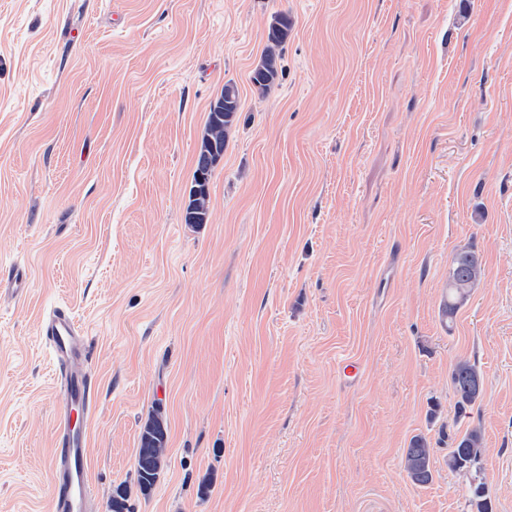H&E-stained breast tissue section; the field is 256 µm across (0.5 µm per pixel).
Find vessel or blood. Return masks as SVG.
<instances>
[{
	"mask_svg": "<svg viewBox=\"0 0 512 512\" xmlns=\"http://www.w3.org/2000/svg\"><path fill=\"white\" fill-rule=\"evenodd\" d=\"M28 286L22 269L0 272V288L20 295ZM40 331L52 351L53 385L61 397L54 420L50 462L54 491L49 512H86L90 497L88 439L85 426L76 424L74 417L79 414L88 418L97 411L91 343L84 329L62 307L42 317Z\"/></svg>",
	"mask_w": 512,
	"mask_h": 512,
	"instance_id": "vessel-or-blood-1",
	"label": "vessel or blood"
}]
</instances>
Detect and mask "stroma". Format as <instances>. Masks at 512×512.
Listing matches in <instances>:
<instances>
[{
	"mask_svg": "<svg viewBox=\"0 0 512 512\" xmlns=\"http://www.w3.org/2000/svg\"><path fill=\"white\" fill-rule=\"evenodd\" d=\"M291 27L267 92L271 17ZM241 112L184 222L210 101ZM484 275L449 326L453 254ZM0 512H48L41 315L91 336L87 512H512V0H0ZM483 375L458 418V360ZM358 369L345 374L347 365ZM169 452L135 490L139 431ZM484 433L476 476L455 436ZM433 449L419 487L403 457ZM0 288H8L13 294L22 295L29 288L26 273L19 267L2 270L0 273ZM167 425L160 408L155 409L141 427L135 458V481L140 493L148 496L157 482V459L167 447ZM482 444L483 435L478 427L468 429L455 438L448 453V469L464 475L476 469L480 462ZM404 470L410 480L417 485H425L432 481L431 448L426 438L414 437L406 448Z\"/></svg>",
	"mask_w": 512,
	"mask_h": 512,
	"instance_id": "obj_1",
	"label": "stroma"
}]
</instances>
